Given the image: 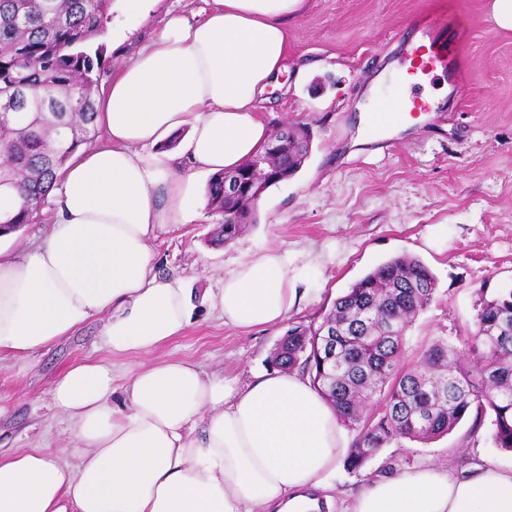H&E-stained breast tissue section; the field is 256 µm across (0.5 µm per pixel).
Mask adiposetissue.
I'll return each instance as SVG.
<instances>
[{
  "label": "adipose tissue",
  "mask_w": 512,
  "mask_h": 512,
  "mask_svg": "<svg viewBox=\"0 0 512 512\" xmlns=\"http://www.w3.org/2000/svg\"><path fill=\"white\" fill-rule=\"evenodd\" d=\"M304 3L211 0L197 23L170 18L98 99L107 142L67 165L49 235L20 256L0 250V352L31 355L103 315L105 346L132 360L120 387L97 360L57 378L74 460L42 448L0 456V512H317L309 492L344 447L308 378L273 371L242 386L190 360L134 361L193 317L181 281L156 272L151 242L189 221L196 174L264 151L260 112L290 68L288 24ZM174 136L191 172L171 179L138 149ZM289 266L276 246L246 253L213 310L246 332L280 325L296 300ZM343 512H512V469L462 479L423 465L370 481Z\"/></svg>",
  "instance_id": "obj_1"
}]
</instances>
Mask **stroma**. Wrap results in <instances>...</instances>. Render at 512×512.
I'll return each instance as SVG.
<instances>
[{"instance_id":"obj_1","label":"stroma","mask_w":512,"mask_h":512,"mask_svg":"<svg viewBox=\"0 0 512 512\" xmlns=\"http://www.w3.org/2000/svg\"><path fill=\"white\" fill-rule=\"evenodd\" d=\"M207 0H150L145 12L112 8L99 37L109 83L113 72L154 40L170 16L200 21ZM437 18L458 25L457 87L411 127L370 133L361 116L377 74L403 62L402 50ZM290 64L310 68L306 82L281 77L263 116L272 128L308 125L312 145L299 172L264 194L257 222L227 247L211 244L217 217L205 197L207 177L193 186L190 222L159 229L151 248L159 275L180 279L193 307L182 336L140 355L144 364L189 359L209 374L253 381L290 323L321 319L334 299L388 259L410 254L432 270L437 292L407 332L415 350L439 338L457 350L473 328L482 298L512 287V31L495 26L488 0H307L288 27ZM266 245L287 249L299 274V305L286 323L242 332L210 306L239 258ZM105 317L27 357L0 353V455L44 448L72 458L71 424L52 387L72 362L92 357L124 373L128 360L102 342ZM512 467L490 424L464 419L424 444L392 443L357 473L337 464L327 479L341 512L364 484L424 464L464 477L486 464Z\"/></svg>"}]
</instances>
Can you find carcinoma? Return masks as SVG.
Instances as JSON below:
<instances>
[{"mask_svg":"<svg viewBox=\"0 0 512 512\" xmlns=\"http://www.w3.org/2000/svg\"><path fill=\"white\" fill-rule=\"evenodd\" d=\"M112 0H0V234L38 221L66 162L88 143L94 93L107 59L93 45ZM288 180L310 152L308 127L284 140ZM219 216L215 236L232 243L243 224L224 223L242 204L224 193V173L206 188ZM437 281L420 259L397 256L336 298L318 323H293L270 364L301 371L353 434L345 459L357 472L381 448L449 434L466 416L492 414L495 445L512 451V288L482 302L462 358L437 340L404 361L406 332L432 302ZM336 329L325 349L324 328Z\"/></svg>","mask_w":512,"mask_h":512,"instance_id":"1","label":"carcinoma"}]
</instances>
